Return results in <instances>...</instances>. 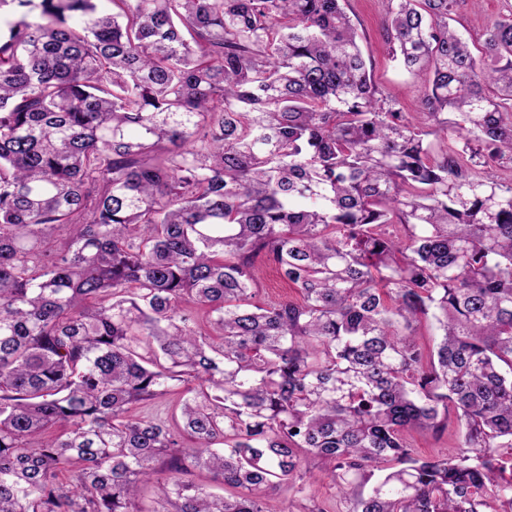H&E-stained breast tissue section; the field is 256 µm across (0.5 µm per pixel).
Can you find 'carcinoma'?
<instances>
[{
	"label": "carcinoma",
	"instance_id": "cac0c4a2",
	"mask_svg": "<svg viewBox=\"0 0 512 512\" xmlns=\"http://www.w3.org/2000/svg\"><path fill=\"white\" fill-rule=\"evenodd\" d=\"M100 2L0 0V512H512V16L384 0L413 122L344 0ZM511 6L512 0H460L457 22L452 24L470 43L480 48L484 40L482 22L508 15ZM258 265L260 266L259 277L262 287L259 293L260 300L280 302L300 298L298 291L282 283L271 269L267 268L262 262H258ZM411 441L418 455L429 457L438 454H453L457 448L458 431L455 422L448 424V433L443 434L440 438L433 437L428 432L414 431L411 433ZM325 467L316 462L307 466L305 475L306 492L297 493V485H284L277 495L273 496L268 502V508L278 510L286 505L288 500L294 499L298 504V509L313 505L307 497L314 500V503L321 505L329 510L328 512H345L347 506L339 501L337 488L331 480L324 474Z\"/></svg>",
	"mask_w": 512,
	"mask_h": 512
}]
</instances>
